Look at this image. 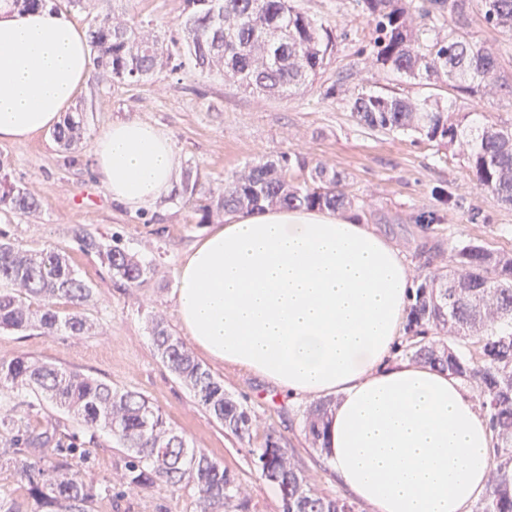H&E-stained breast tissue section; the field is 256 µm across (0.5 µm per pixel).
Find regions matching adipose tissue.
<instances>
[{
	"mask_svg": "<svg viewBox=\"0 0 512 512\" xmlns=\"http://www.w3.org/2000/svg\"><path fill=\"white\" fill-rule=\"evenodd\" d=\"M92 69L86 35L65 12L0 8V141L52 129ZM179 163L167 134L132 118L97 137L92 170L116 205L148 214L169 197ZM415 289L371 225L278 208L230 215L193 245L175 301L213 362L293 400L337 396L325 458L371 512H470L487 490L492 434L461 380L397 356Z\"/></svg>",
	"mask_w": 512,
	"mask_h": 512,
	"instance_id": "obj_1",
	"label": "adipose tissue"
}]
</instances>
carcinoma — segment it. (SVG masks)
I'll list each match as a JSON object with an SVG mask.
<instances>
[{
  "instance_id": "obj_1",
  "label": "carcinoma",
  "mask_w": 512,
  "mask_h": 512,
  "mask_svg": "<svg viewBox=\"0 0 512 512\" xmlns=\"http://www.w3.org/2000/svg\"><path fill=\"white\" fill-rule=\"evenodd\" d=\"M353 9L372 27L375 73L346 98L357 125L388 135L408 134L452 149L472 175L475 189L512 206V124L477 122L440 98L385 93L380 77L393 74L419 85L447 87L468 95L508 96L496 53L468 31L477 12L487 26L512 37V0H354ZM179 25L183 52L194 70L217 72L251 94L295 93L315 81L336 51L337 33L301 12L293 0H184ZM94 64L109 82L135 83L167 64L171 56L162 34L108 11L89 21ZM85 133L83 114L69 115L52 137L74 150ZM209 224L227 213L262 207L328 208L346 212L356 204L347 177L300 154L261 159L232 173L220 187H205L186 173L175 189ZM0 206L31 214L40 201L0 175ZM81 250L95 251L128 287L153 275L119 245L104 246L88 233L75 235ZM93 289L75 276L55 249L34 252L0 238V328L61 330L80 336L93 329L82 313ZM65 300L72 311L60 314ZM149 329L162 362L224 426L244 441L253 440L255 416L224 391V383L197 360L164 319L153 316ZM401 352L448 372L480 390L489 418L494 455L486 495L472 512H512V256L475 241H458L448 262L425 275L407 315ZM0 391L25 392L86 428L107 431L125 448L120 479L148 489L159 483L176 491L190 484L200 512H248L236 476L169 426L141 392L117 390L77 371L20 355L0 360ZM328 404L305 412L304 428L314 448H324ZM49 430L28 426L10 412L0 414V468L26 483L31 512H91L99 493L86 482ZM257 471L279 487L283 512H356V504L313 489L273 434L252 449Z\"/></svg>"
}]
</instances>
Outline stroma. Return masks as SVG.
Here are the masks:
<instances>
[{"instance_id": "obj_1", "label": "stroma", "mask_w": 512, "mask_h": 512, "mask_svg": "<svg viewBox=\"0 0 512 512\" xmlns=\"http://www.w3.org/2000/svg\"><path fill=\"white\" fill-rule=\"evenodd\" d=\"M311 18L340 24L345 36L336 54L312 86L285 98L244 92L217 74L190 71L180 51L178 26L183 0H82L75 7L62 0L80 26L104 10L152 23L165 33L170 66L131 84L89 81L75 99L86 112L87 133L76 150L59 147L43 131L21 143L0 142V172L41 201L32 215L0 207V233L25 249H55L66 255L75 274L94 290L84 313L93 330L84 336L59 332L0 330V359L27 355L104 380L119 390L145 394L189 447L204 449L233 471L250 500V512H283L277 485L257 472L250 447L227 433L158 356L148 330L151 316L164 317L182 335L174 288L179 267L190 248L208 231L192 208L172 198L160 213H132L116 206L92 171L94 142L109 123L136 118L154 124L173 140L180 169H198L209 186H222L232 172L258 159L300 153L347 177L358 199L354 214L394 242L411 267H424L429 251L462 239L512 252V208L473 189L463 161L452 150L427 140L385 135L361 128L340 97L326 96L339 76L346 90L360 87L371 70L370 28L356 17L351 0H296ZM447 191L452 202L441 201ZM433 215L423 226L419 216ZM97 239L119 237L120 245L150 264L154 274L130 288L113 279L95 254L84 252L75 230ZM259 421L260 432H274L292 452L298 467L321 493L336 496L320 449L305 439L307 401H291L271 385L238 366L209 364ZM15 409L31 424L58 425L62 442L88 449L75 458L89 483L110 487L111 496L96 498L91 512H199L192 486L170 491L159 484L148 490L121 484L120 445L106 432L89 436L82 427L48 404L32 405L25 394H0V410Z\"/></svg>"}]
</instances>
